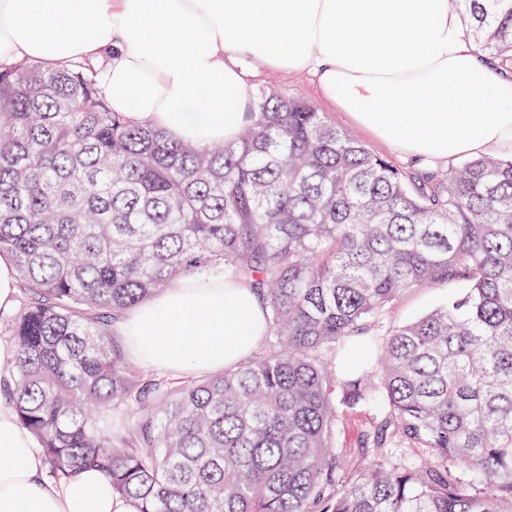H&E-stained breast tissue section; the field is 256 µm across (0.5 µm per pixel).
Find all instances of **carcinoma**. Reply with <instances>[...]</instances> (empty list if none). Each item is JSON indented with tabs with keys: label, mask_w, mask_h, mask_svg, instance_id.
Segmentation results:
<instances>
[{
	"label": "carcinoma",
	"mask_w": 512,
	"mask_h": 512,
	"mask_svg": "<svg viewBox=\"0 0 512 512\" xmlns=\"http://www.w3.org/2000/svg\"><path fill=\"white\" fill-rule=\"evenodd\" d=\"M448 5L512 70V0ZM250 115L201 149L112 111L86 64H0V253L22 294L0 394L47 473L98 467L142 512H512V159L409 176L300 97L261 91ZM203 275L251 284L260 348L178 384L134 371L116 322ZM437 283L463 290L374 338ZM338 386L376 411L350 472Z\"/></svg>",
	"instance_id": "1"
}]
</instances>
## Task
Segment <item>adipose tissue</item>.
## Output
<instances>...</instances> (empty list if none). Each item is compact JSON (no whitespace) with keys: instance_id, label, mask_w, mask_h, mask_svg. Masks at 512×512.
<instances>
[{"instance_id":"1","label":"adipose tissue","mask_w":512,"mask_h":512,"mask_svg":"<svg viewBox=\"0 0 512 512\" xmlns=\"http://www.w3.org/2000/svg\"><path fill=\"white\" fill-rule=\"evenodd\" d=\"M84 61L113 111L175 143L236 141L249 67L308 74L338 111L396 154L440 167L512 156V71L487 64L448 0H0V63ZM266 310L250 284H171L116 324L140 362L182 377L253 354ZM89 468L47 478L0 400V512H140Z\"/></svg>"}]
</instances>
